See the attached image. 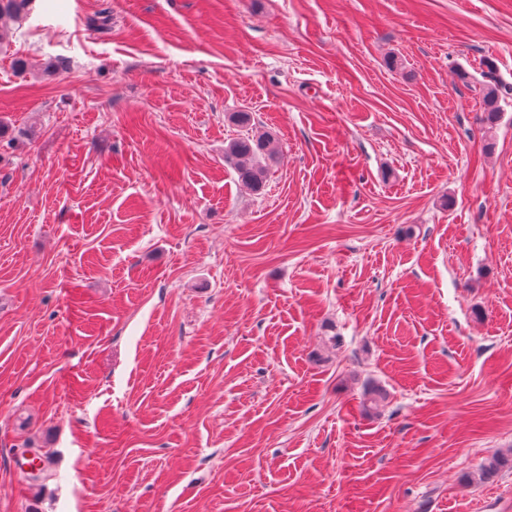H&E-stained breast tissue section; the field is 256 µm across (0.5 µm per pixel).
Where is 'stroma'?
Here are the masks:
<instances>
[{"label":"stroma","mask_w":512,"mask_h":512,"mask_svg":"<svg viewBox=\"0 0 512 512\" xmlns=\"http://www.w3.org/2000/svg\"><path fill=\"white\" fill-rule=\"evenodd\" d=\"M490 76L512 0H32L0 48V512H512L511 468L473 481L512 454ZM260 133L256 194L224 146ZM479 90L482 95L484 110L487 114L486 120L492 126L500 117L499 101L503 96L502 87L496 82L488 81L483 83Z\"/></svg>","instance_id":"35a3bbf8"}]
</instances>
